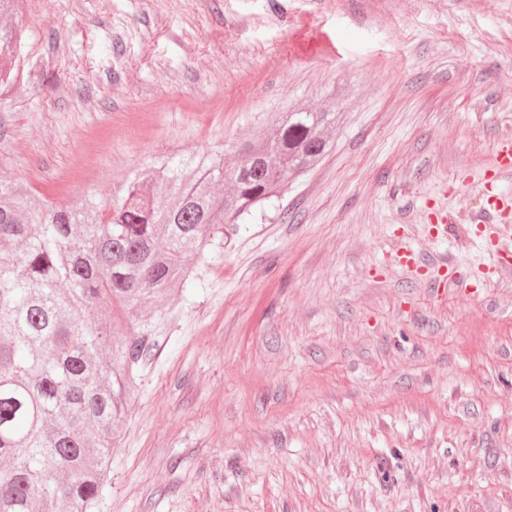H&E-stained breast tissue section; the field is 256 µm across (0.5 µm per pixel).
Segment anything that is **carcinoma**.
<instances>
[{"label":"carcinoma","instance_id":"cac0c4a2","mask_svg":"<svg viewBox=\"0 0 512 512\" xmlns=\"http://www.w3.org/2000/svg\"><path fill=\"white\" fill-rule=\"evenodd\" d=\"M19 9L0 0V88L15 76ZM335 127L330 109L281 112L234 147L233 166L208 153L154 160L113 203L85 192L40 203L0 176V512H99L153 322L116 338L94 313L162 312L195 271L190 258L319 162Z\"/></svg>","mask_w":512,"mask_h":512}]
</instances>
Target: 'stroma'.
<instances>
[{
	"mask_svg": "<svg viewBox=\"0 0 512 512\" xmlns=\"http://www.w3.org/2000/svg\"><path fill=\"white\" fill-rule=\"evenodd\" d=\"M21 32L0 175L51 203L338 114L175 289L101 512H512V273L473 221L512 140V0H22Z\"/></svg>",
	"mask_w": 512,
	"mask_h": 512,
	"instance_id": "obj_1",
	"label": "stroma"
}]
</instances>
